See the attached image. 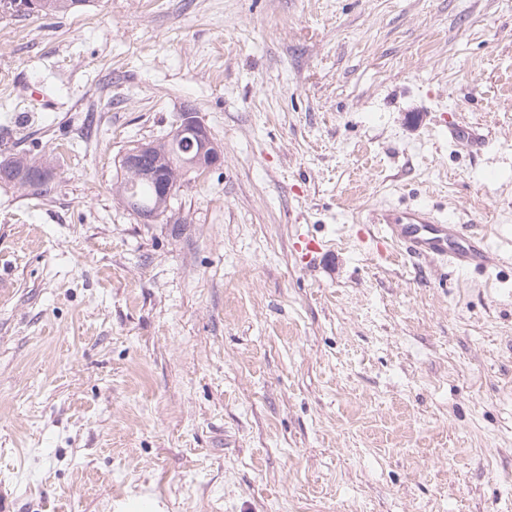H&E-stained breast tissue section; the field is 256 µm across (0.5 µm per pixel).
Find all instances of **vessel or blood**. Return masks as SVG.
<instances>
[{
	"label": "vessel or blood",
	"instance_id": "vessel-or-blood-1",
	"mask_svg": "<svg viewBox=\"0 0 512 512\" xmlns=\"http://www.w3.org/2000/svg\"><path fill=\"white\" fill-rule=\"evenodd\" d=\"M381 243L398 247L413 258L446 260L463 269L485 270L491 264L486 239L465 233L462 226L424 209L376 213Z\"/></svg>",
	"mask_w": 512,
	"mask_h": 512
}]
</instances>
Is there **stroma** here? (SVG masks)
<instances>
[{"label": "stroma", "mask_w": 512, "mask_h": 512, "mask_svg": "<svg viewBox=\"0 0 512 512\" xmlns=\"http://www.w3.org/2000/svg\"><path fill=\"white\" fill-rule=\"evenodd\" d=\"M188 109L223 160L139 223L118 159ZM16 153L0 512H512V0L0 11ZM406 207L492 276L378 248ZM0 163V180L3 182H12L21 187L46 185L47 179L44 181H34L31 179L32 173L46 170V168L42 164H37L26 155L16 153Z\"/></svg>", "instance_id": "1"}]
</instances>
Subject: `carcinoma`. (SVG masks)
Wrapping results in <instances>:
<instances>
[{"mask_svg":"<svg viewBox=\"0 0 512 512\" xmlns=\"http://www.w3.org/2000/svg\"><path fill=\"white\" fill-rule=\"evenodd\" d=\"M88 0H41L40 13L53 15L76 11ZM194 156L185 136L172 131L165 138L150 142L145 153L142 169L120 166L121 177L113 185V193L122 202L128 203L142 223L155 224L167 211V200L158 191V183L165 182L179 189L186 174L195 168L186 165ZM43 170V166L23 154H14L0 162V180L22 187L44 186V181H34L31 174Z\"/></svg>","mask_w":512,"mask_h":512,"instance_id":"obj_1","label":"carcinoma"}]
</instances>
